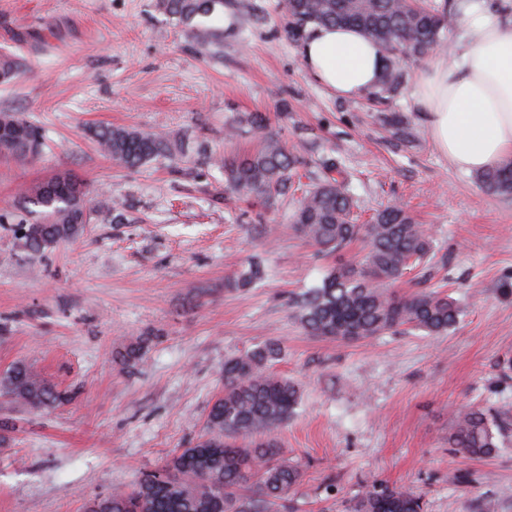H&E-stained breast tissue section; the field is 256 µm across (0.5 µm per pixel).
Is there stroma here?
<instances>
[{
    "instance_id": "stroma-1",
    "label": "stroma",
    "mask_w": 512,
    "mask_h": 512,
    "mask_svg": "<svg viewBox=\"0 0 512 512\" xmlns=\"http://www.w3.org/2000/svg\"><path fill=\"white\" fill-rule=\"evenodd\" d=\"M252 2L253 15L211 18L224 31L215 56L191 47L155 0H0V50L24 61L0 81V110L44 134L37 157L0 161V213L22 186L67 169L88 184L91 208L116 199L130 214L92 220L39 256L0 225V373L23 361L75 393L40 411L0 397V512H84L193 446L224 388L225 358L269 340L284 350L275 372L302 396L270 435L303 479L267 512H343L376 479L412 487L426 512L489 502L512 512V432L485 461L448 446L453 409H512V199L487 194L434 147L410 98L423 61L407 66L387 107L338 97L305 72L282 0ZM385 108L408 139L383 122ZM250 112L266 114L305 172L325 154L344 163L360 223L400 203L429 229L438 254L400 288L447 291L461 308L454 329L308 335L290 299L336 259L295 232L287 207L232 193L198 156L120 167L93 137L127 127L186 135L214 154L246 151L259 139ZM253 261L265 280L233 288ZM141 336L152 342L131 373L116 353Z\"/></svg>"
}]
</instances>
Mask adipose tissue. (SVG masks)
Segmentation results:
<instances>
[{"label":"adipose tissue","mask_w":512,"mask_h":512,"mask_svg":"<svg viewBox=\"0 0 512 512\" xmlns=\"http://www.w3.org/2000/svg\"><path fill=\"white\" fill-rule=\"evenodd\" d=\"M463 22L470 39L460 56H431L411 99L434 146L458 169L478 173L512 156V9L471 0ZM299 53L311 80L337 96L380 86L384 54L357 29L313 28Z\"/></svg>","instance_id":"ef3b65f1"}]
</instances>
